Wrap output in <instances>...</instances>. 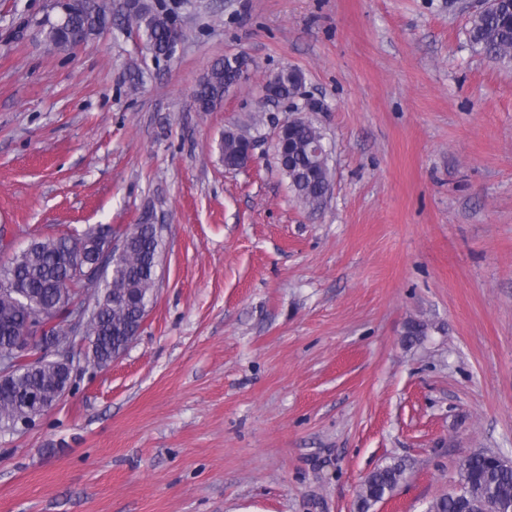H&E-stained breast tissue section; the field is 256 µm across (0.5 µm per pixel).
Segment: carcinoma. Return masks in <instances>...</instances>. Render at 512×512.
Instances as JSON below:
<instances>
[{"mask_svg": "<svg viewBox=\"0 0 512 512\" xmlns=\"http://www.w3.org/2000/svg\"><path fill=\"white\" fill-rule=\"evenodd\" d=\"M124 20L147 45L155 57L166 53L170 43L186 38L181 20L162 0H126ZM111 22V4L107 0H80L77 12L63 26L48 25L46 38L56 46L69 47L78 37L105 29ZM468 42L473 52L493 64L512 68V6L496 3L469 17ZM236 78V70L219 59L199 82L195 91L198 111L208 112L210 104L224 97L227 86ZM252 136L239 130L224 133L219 150L226 166L237 163ZM324 134L312 121H306L279 141V165L297 198L315 208L324 198L329 175L324 165L313 163L312 147L323 142ZM137 235L126 247L118 267L105 280L83 278L64 263L66 255L80 251L89 260L97 241L108 236ZM87 242L79 246L70 234L37 238L30 245L0 264V348L13 344L29 316L18 301L14 289L20 288L29 299L50 314L60 302L78 300L91 311L85 336L96 348L90 359L94 367H105L112 354L124 347L126 333L138 328L146 314L156 286L151 268L159 262L162 241L148 224L127 228L90 229ZM58 372L49 362L37 367L23 364L11 381L0 385V429L15 431L19 426L43 415L44 402L56 395ZM405 468L393 463L372 472L359 491L357 512L384 500L404 478ZM460 477L467 487L464 498L452 495L438 499L430 512H512V466L485 452L473 453L460 463Z\"/></svg>", "mask_w": 512, "mask_h": 512, "instance_id": "1", "label": "carcinoma"}]
</instances>
